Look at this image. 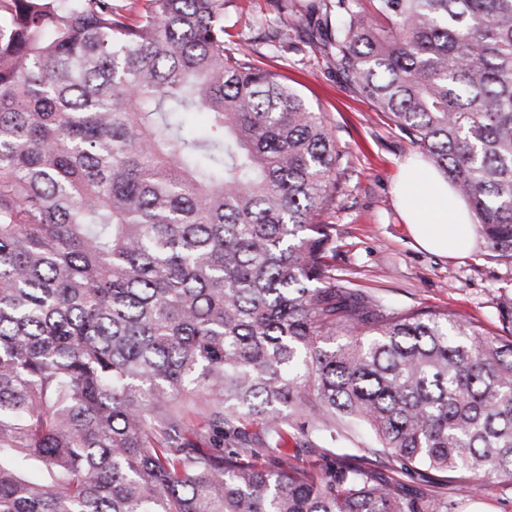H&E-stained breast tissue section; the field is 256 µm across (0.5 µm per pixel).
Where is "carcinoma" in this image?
Segmentation results:
<instances>
[{"mask_svg": "<svg viewBox=\"0 0 512 512\" xmlns=\"http://www.w3.org/2000/svg\"><path fill=\"white\" fill-rule=\"evenodd\" d=\"M232 0H0V512H458L295 426L512 485V338L329 274L346 153ZM319 45L512 258V0H318ZM204 112L190 132L185 117ZM512 324V290L497 297ZM244 447L224 452V429ZM211 447L191 448L189 435ZM280 455L300 456V463L307 469L326 470L334 468L342 461H352L351 456H360L363 454L353 445H342L336 448H317L314 444L306 446L301 441L300 435L293 430H289L288 436L279 449Z\"/></svg>", "mask_w": 512, "mask_h": 512, "instance_id": "obj_1", "label": "carcinoma"}]
</instances>
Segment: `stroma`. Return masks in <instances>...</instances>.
I'll return each instance as SVG.
<instances>
[{"label": "stroma", "instance_id": "stroma-1", "mask_svg": "<svg viewBox=\"0 0 512 512\" xmlns=\"http://www.w3.org/2000/svg\"><path fill=\"white\" fill-rule=\"evenodd\" d=\"M312 0H296L295 9L278 8L275 0H235L224 15L230 31L227 47L249 43L263 53L265 67L277 71L333 128L347 153V170L334 208L321 223L335 227L336 254L330 273L360 292L404 310L445 309L475 322L493 336H512L497 309L502 289H512V259L486 249L476 240L457 257H442L416 247L397 205L395 183L400 167L419 157L411 136L364 98L316 46V28L306 19ZM289 26L291 38L270 46L276 26ZM280 454L300 458L301 465L326 470L358 455L353 445L317 448L289 432ZM371 469L378 479L398 483L410 494L454 496L456 476L428 478L423 472L401 470L382 457ZM476 490L461 512H512V489L495 477L476 476Z\"/></svg>", "mask_w": 512, "mask_h": 512}]
</instances>
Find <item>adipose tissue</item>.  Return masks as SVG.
<instances>
[{
    "mask_svg": "<svg viewBox=\"0 0 512 512\" xmlns=\"http://www.w3.org/2000/svg\"><path fill=\"white\" fill-rule=\"evenodd\" d=\"M396 196L408 231L420 248L448 257L464 252L472 244L467 208L448 180L423 161L404 163Z\"/></svg>",
    "mask_w": 512,
    "mask_h": 512,
    "instance_id": "adipose-tissue-1",
    "label": "adipose tissue"
}]
</instances>
